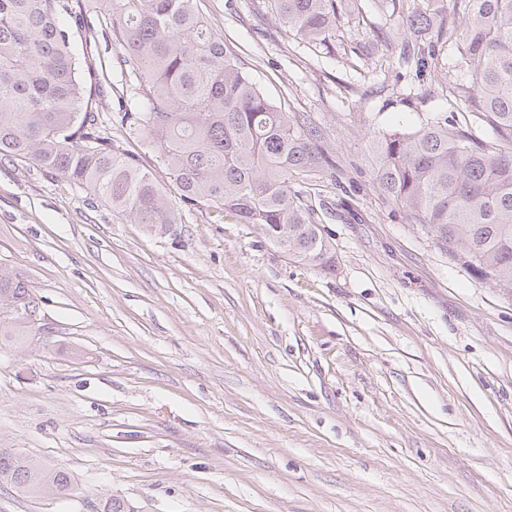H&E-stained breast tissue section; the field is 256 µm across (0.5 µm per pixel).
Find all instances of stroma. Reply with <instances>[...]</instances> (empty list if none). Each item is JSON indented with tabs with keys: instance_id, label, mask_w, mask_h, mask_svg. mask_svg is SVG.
I'll use <instances>...</instances> for the list:
<instances>
[{
	"instance_id": "1",
	"label": "stroma",
	"mask_w": 512,
	"mask_h": 512,
	"mask_svg": "<svg viewBox=\"0 0 512 512\" xmlns=\"http://www.w3.org/2000/svg\"><path fill=\"white\" fill-rule=\"evenodd\" d=\"M273 100L336 161L324 272L259 226L179 206L171 233L116 219L67 178L0 161V266L34 318L0 348V448L68 472L70 496L0 486V512H512V293L381 200L372 137L441 113L458 55L397 61L366 0L333 49L265 0H197ZM7 302L18 303L23 309L29 304H33V307L37 305L29 293L25 277L19 272L5 271L0 267V305ZM36 309L26 307L24 312L31 319L35 316Z\"/></svg>"
}]
</instances>
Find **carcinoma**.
Masks as SVG:
<instances>
[{
    "instance_id": "cac0c4a2",
    "label": "carcinoma",
    "mask_w": 512,
    "mask_h": 512,
    "mask_svg": "<svg viewBox=\"0 0 512 512\" xmlns=\"http://www.w3.org/2000/svg\"><path fill=\"white\" fill-rule=\"evenodd\" d=\"M363 2L268 0V8L315 47L336 39L342 14H360ZM432 2L391 0L392 12L408 13L414 36L402 60L423 62L453 45L468 81L445 89L493 138L477 140L469 125L436 116L391 130L372 139L374 183L382 200L427 225L452 260L512 292V0H452V23ZM97 30L119 50L136 102L113 117L117 139L99 111L112 60L87 41L99 66L83 71L72 53L75 37ZM321 139L310 117H290L257 86L194 0H0V158L61 174L150 233L173 229L175 204L124 148L129 140L153 154L180 202L207 207L217 222L229 212L288 256L333 270L308 197L335 167ZM7 302L23 308L35 300L22 274L0 268V304ZM26 329L1 326L0 345ZM0 483L24 494L71 491L67 472L50 473L8 448H0Z\"/></svg>"
}]
</instances>
